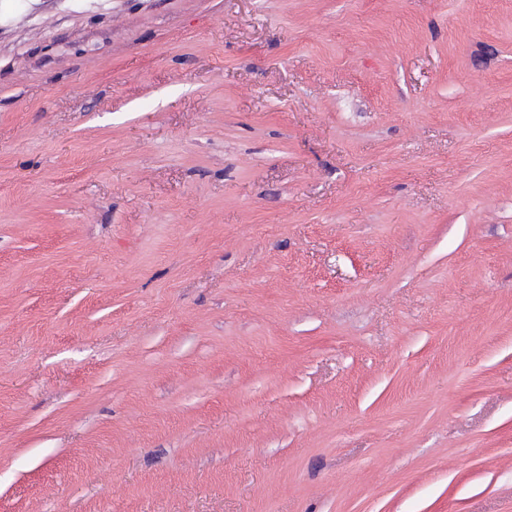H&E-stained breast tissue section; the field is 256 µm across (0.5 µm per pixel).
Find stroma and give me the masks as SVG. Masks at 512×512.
Returning <instances> with one entry per match:
<instances>
[{
  "label": "stroma",
  "instance_id": "1",
  "mask_svg": "<svg viewBox=\"0 0 512 512\" xmlns=\"http://www.w3.org/2000/svg\"><path fill=\"white\" fill-rule=\"evenodd\" d=\"M0 512H512V0H0Z\"/></svg>",
  "mask_w": 512,
  "mask_h": 512
}]
</instances>
